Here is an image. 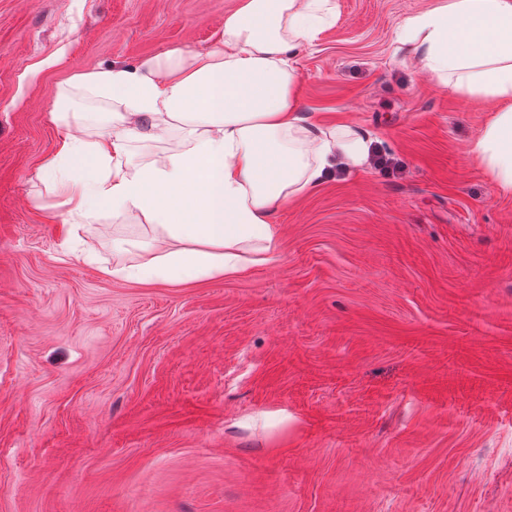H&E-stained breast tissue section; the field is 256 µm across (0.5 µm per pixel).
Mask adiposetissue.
Segmentation results:
<instances>
[{
    "instance_id": "obj_1",
    "label": "adipose tissue",
    "mask_w": 512,
    "mask_h": 512,
    "mask_svg": "<svg viewBox=\"0 0 512 512\" xmlns=\"http://www.w3.org/2000/svg\"><path fill=\"white\" fill-rule=\"evenodd\" d=\"M335 15V0H238L207 51L170 47L58 89L51 119L64 135L43 182L79 223L108 213L160 231L116 275L174 283L273 262L275 209L368 167L365 127L313 120L296 99V56ZM396 42L449 94L497 102L470 153L512 195V0H442L407 17ZM145 138L178 145L133 153Z\"/></svg>"
}]
</instances>
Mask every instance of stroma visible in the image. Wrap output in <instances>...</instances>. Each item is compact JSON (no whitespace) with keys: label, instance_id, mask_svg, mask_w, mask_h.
Masks as SVG:
<instances>
[{"label":"stroma","instance_id":"stroma-1","mask_svg":"<svg viewBox=\"0 0 512 512\" xmlns=\"http://www.w3.org/2000/svg\"><path fill=\"white\" fill-rule=\"evenodd\" d=\"M312 119L381 153L279 208L278 260L182 284L41 183L74 74L208 48L236 0H0V512H512V195L469 147L497 105L394 40L437 0H335Z\"/></svg>","mask_w":512,"mask_h":512}]
</instances>
